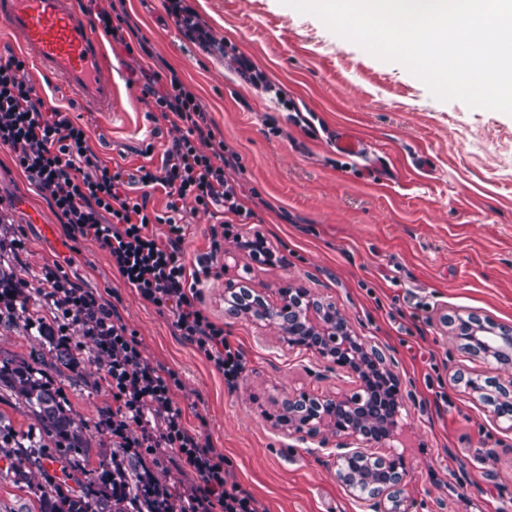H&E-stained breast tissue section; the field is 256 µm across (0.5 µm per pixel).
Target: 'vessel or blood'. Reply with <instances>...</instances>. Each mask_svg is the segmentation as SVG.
Listing matches in <instances>:
<instances>
[{"mask_svg": "<svg viewBox=\"0 0 512 512\" xmlns=\"http://www.w3.org/2000/svg\"><path fill=\"white\" fill-rule=\"evenodd\" d=\"M0 24L23 55L69 87L80 105L111 111L117 74L103 38L76 0H0Z\"/></svg>", "mask_w": 512, "mask_h": 512, "instance_id": "b4317fda", "label": "vessel or blood"}]
</instances>
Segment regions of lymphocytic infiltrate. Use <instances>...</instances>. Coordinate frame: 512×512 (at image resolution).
I'll list each match as a JSON object with an SVG mask.
<instances>
[{
  "label": "lymphocytic infiltrate",
  "mask_w": 512,
  "mask_h": 512,
  "mask_svg": "<svg viewBox=\"0 0 512 512\" xmlns=\"http://www.w3.org/2000/svg\"><path fill=\"white\" fill-rule=\"evenodd\" d=\"M166 10L188 40L206 53H223L184 0H167ZM24 70L25 62L17 56L0 61V147L10 150L14 165L49 199L66 237L92 241L108 253L124 281L159 312L170 313L179 334L197 346L227 383H234L244 368L243 355L230 345L223 326L198 305L199 286L213 274L224 227L212 226L210 253L190 268L183 248L186 228L175 215L188 204L206 213L219 207L244 219L252 211L224 175V143L216 139L195 94L174 72L164 79V90L155 88L156 111L164 119L175 116L183 128L160 169L139 168L136 181L143 191L133 197L124 190L120 173L91 150L83 127L70 113L47 105ZM158 188L169 198L171 219L148 209L150 193ZM163 222L168 233L161 241L152 227ZM34 281L42 307L51 315L54 339L70 344L66 329L75 324L92 346L88 364L111 400L103 426L113 445L129 449L140 462L157 448L176 449L179 466L192 473V482L175 490L152 482L145 489L152 503L170 512H266L232 480L223 453L189 429L174 401L181 386L178 373L149 360L115 305L77 286L57 263L43 266Z\"/></svg>",
  "instance_id": "f902f5d3"
}]
</instances>
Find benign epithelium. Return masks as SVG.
Masks as SVG:
<instances>
[{
  "label": "benign epithelium",
  "mask_w": 512,
  "mask_h": 512,
  "mask_svg": "<svg viewBox=\"0 0 512 512\" xmlns=\"http://www.w3.org/2000/svg\"><path fill=\"white\" fill-rule=\"evenodd\" d=\"M272 301L252 291L254 316L281 332L289 349L312 350L327 370H347L354 390L343 396L307 393L290 395L282 402L278 423L288 436L325 446L336 437V476L363 504L364 512H412L406 492L404 460L389 456L385 441L396 427L398 379L386 355L366 345L332 302L314 299L306 288H278ZM469 351L493 358L499 373L512 382V327L488 325L473 317L468 323ZM361 458L362 472H350L344 462Z\"/></svg>",
  "instance_id": "7a95c632"
}]
</instances>
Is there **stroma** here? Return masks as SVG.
<instances>
[{
	"mask_svg": "<svg viewBox=\"0 0 512 512\" xmlns=\"http://www.w3.org/2000/svg\"><path fill=\"white\" fill-rule=\"evenodd\" d=\"M216 41L236 48L289 101L254 90L230 57H210L180 33L165 0H97L124 10L145 46L109 54L122 76L109 113L86 112L54 93L87 131L91 148L122 174L160 169L178 131L152 122L141 71L175 69L234 159L249 223L230 221L219 276L201 285L203 306L244 355L228 387L173 319L124 283L89 241L68 240L44 194L0 149V238L21 239L16 282L59 262L80 287L112 299L151 362L178 371L175 401L190 428L223 452L232 478L267 512H362L336 477L333 448L288 437L271 419L283 396L350 393L351 378L326 372L308 350H288L275 331L229 316L224 290L285 286L335 302L366 342L384 350L398 377V434L414 512H512V419L487 399L500 378L450 331L469 315L512 326V115L440 101L397 63L381 61L280 0H191ZM363 136V157L337 154L338 128ZM263 237L273 262L241 248ZM488 382L483 392L467 379ZM92 454L112 450L101 433L108 403L98 376L53 374Z\"/></svg>",
	"mask_w": 512,
	"mask_h": 512,
	"instance_id": "35a3bbf8",
	"label": "stroma"
}]
</instances>
